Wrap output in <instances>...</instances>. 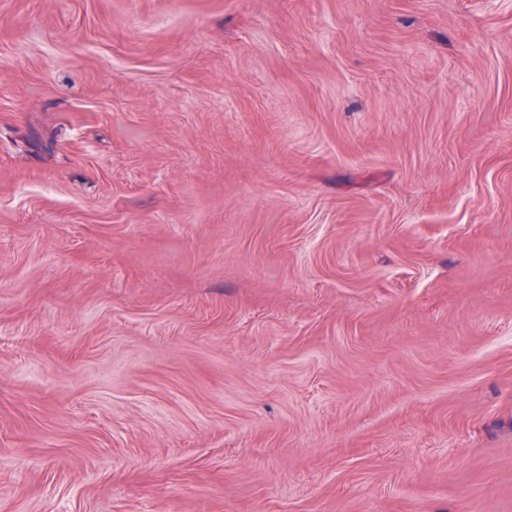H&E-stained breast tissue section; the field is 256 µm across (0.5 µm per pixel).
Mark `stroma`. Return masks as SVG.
<instances>
[{"label":"stroma","instance_id":"35a3bbf8","mask_svg":"<svg viewBox=\"0 0 512 512\" xmlns=\"http://www.w3.org/2000/svg\"><path fill=\"white\" fill-rule=\"evenodd\" d=\"M0 512H512V0H0Z\"/></svg>","mask_w":512,"mask_h":512}]
</instances>
